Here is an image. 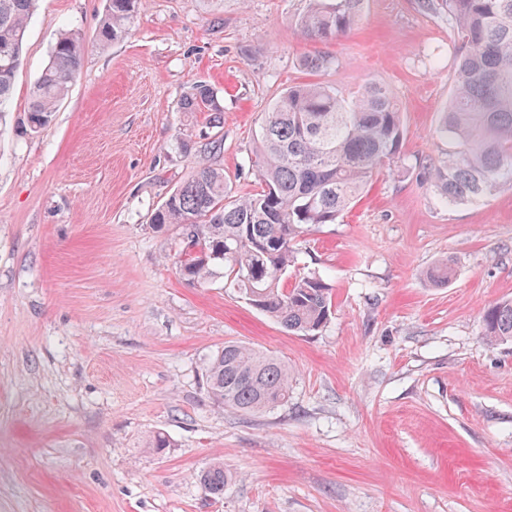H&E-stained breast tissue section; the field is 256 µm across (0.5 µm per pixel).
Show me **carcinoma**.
Listing matches in <instances>:
<instances>
[{"instance_id": "obj_1", "label": "carcinoma", "mask_w": 512, "mask_h": 512, "mask_svg": "<svg viewBox=\"0 0 512 512\" xmlns=\"http://www.w3.org/2000/svg\"><path fill=\"white\" fill-rule=\"evenodd\" d=\"M463 48L453 96L437 133L451 142L433 163V186L447 205L480 202L512 188V0H445ZM362 0H308L297 19L307 40L329 42L345 35L360 16ZM145 0H107L100 41L123 38ZM34 0H0V120L10 102L21 64ZM84 44L66 31L52 45L46 66L30 88L28 127H48L70 82L79 73ZM333 64L324 53L303 66L320 72ZM185 112L221 118L217 91L194 82ZM401 109L381 84L368 82L351 99L320 83L289 86L262 113L250 163L261 189L231 195L224 169L196 162L154 210L151 228H182L193 249L177 261L183 279L204 284L223 275L249 305L287 331L314 335L327 324L331 288L315 272L285 281L295 263V241L308 228L334 224L373 177L400 159ZM490 342L512 341V301L484 314ZM208 397L237 411L263 413L288 402L291 374L280 358L228 341L205 364ZM230 481L216 463L199 476L206 494L224 496Z\"/></svg>"}]
</instances>
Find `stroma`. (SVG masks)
<instances>
[{
  "label": "stroma",
  "mask_w": 512,
  "mask_h": 512,
  "mask_svg": "<svg viewBox=\"0 0 512 512\" xmlns=\"http://www.w3.org/2000/svg\"><path fill=\"white\" fill-rule=\"evenodd\" d=\"M306 7L146 0L102 46L106 0H38L0 126V512H512V342L483 336L485 310L512 300V188L447 205L430 177L456 25L419 0H363L323 45L297 32ZM65 29L83 66L33 133L29 88ZM320 51L334 64L303 70ZM200 80L221 127L181 109ZM311 81L346 97L383 84L404 141L350 211L301 237L294 270L319 272L333 308L298 336L223 277L183 280L180 229L149 224L214 139L235 194L258 190V119ZM444 260L438 285L426 272ZM227 341L287 361L286 404L253 415L207 397ZM214 462L232 475L219 500L197 480Z\"/></svg>",
  "instance_id": "obj_1"
}]
</instances>
